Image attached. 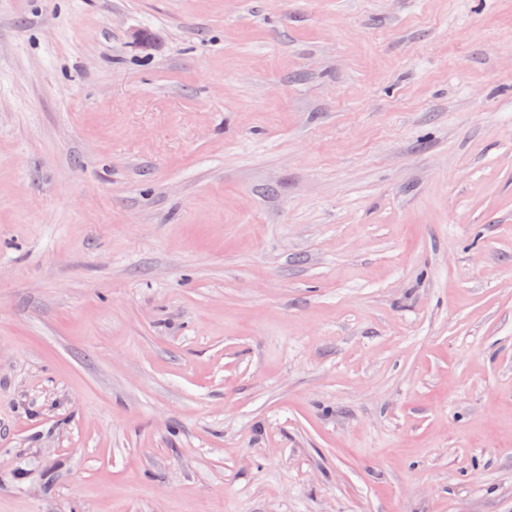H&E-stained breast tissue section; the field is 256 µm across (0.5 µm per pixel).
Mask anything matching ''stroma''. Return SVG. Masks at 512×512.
<instances>
[{
	"label": "stroma",
	"mask_w": 512,
	"mask_h": 512,
	"mask_svg": "<svg viewBox=\"0 0 512 512\" xmlns=\"http://www.w3.org/2000/svg\"><path fill=\"white\" fill-rule=\"evenodd\" d=\"M0 512H512V0H0Z\"/></svg>",
	"instance_id": "1"
}]
</instances>
